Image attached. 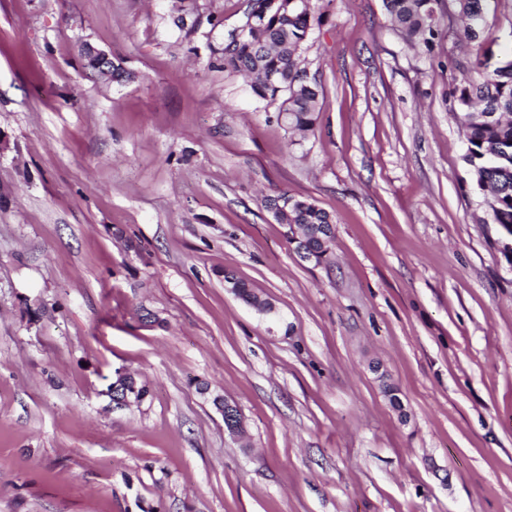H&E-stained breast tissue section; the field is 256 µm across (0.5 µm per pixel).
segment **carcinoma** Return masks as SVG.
<instances>
[{
    "label": "carcinoma",
    "instance_id": "1",
    "mask_svg": "<svg viewBox=\"0 0 512 512\" xmlns=\"http://www.w3.org/2000/svg\"><path fill=\"white\" fill-rule=\"evenodd\" d=\"M455 13L464 26L455 31L457 40L480 44L486 22L488 0H452ZM392 26L404 40L431 45L439 36L437 0H384ZM321 23L312 0L278 4L257 17V30L229 34L227 41L211 48V57L229 77L246 76L255 96L287 107L282 126L292 135L306 138L315 130L320 89L304 79L301 49L313 27ZM496 57L493 68L488 61ZM475 77L455 90L454 114L468 143L464 156L473 176L474 187L489 193L487 200L492 223L512 235V47L493 53H479L473 64ZM271 72L288 78V91L278 82H266ZM292 203L281 222L300 229L303 241L294 249L327 259L325 247L334 238L330 214L314 202L286 191L276 194ZM235 295L259 309L264 302L239 279H234Z\"/></svg>",
    "mask_w": 512,
    "mask_h": 512
}]
</instances>
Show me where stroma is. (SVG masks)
I'll return each mask as SVG.
<instances>
[{"mask_svg":"<svg viewBox=\"0 0 512 512\" xmlns=\"http://www.w3.org/2000/svg\"><path fill=\"white\" fill-rule=\"evenodd\" d=\"M249 3L0 0V512H512V237L453 114L476 48L451 0L430 48L383 0H316L295 144L210 63ZM482 39L512 45V0ZM280 190L330 213L326 263ZM119 369L140 403L113 406ZM81 54L88 69L101 73H110L112 76V68L115 65L106 51L86 42L81 46ZM126 372L119 370L116 372V380L109 386L108 393L112 397V403L117 407H122L130 403L129 395L133 398H140L147 394L145 385H139L133 378L130 383L129 394L127 391L122 394L118 387L122 382H125Z\"/></svg>","mask_w":512,"mask_h":512,"instance_id":"stroma-1","label":"stroma"}]
</instances>
